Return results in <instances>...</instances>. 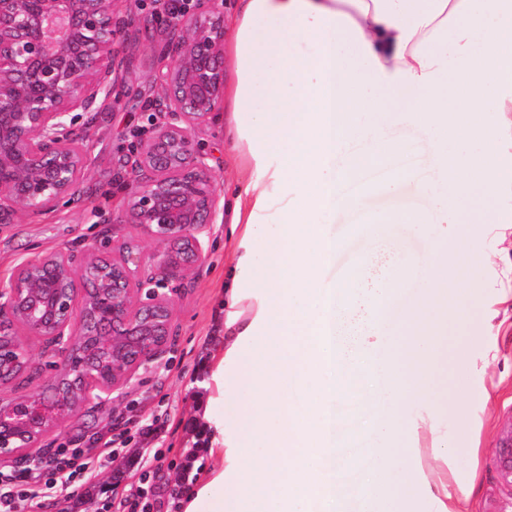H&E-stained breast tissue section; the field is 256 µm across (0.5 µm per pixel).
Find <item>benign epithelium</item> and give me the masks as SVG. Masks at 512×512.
<instances>
[{
    "label": "benign epithelium",
    "instance_id": "benign-epithelium-1",
    "mask_svg": "<svg viewBox=\"0 0 512 512\" xmlns=\"http://www.w3.org/2000/svg\"><path fill=\"white\" fill-rule=\"evenodd\" d=\"M0 0V224L83 200L90 128L79 118L118 104L116 62L140 28L165 34L164 71L149 127L126 155L122 205L106 224H132L157 246L112 241L81 255L54 249L0 284V385L38 368L29 341L57 348L53 389L0 395V466H40L38 442L81 403L127 385L171 336L174 284L205 262L201 234L219 194L198 131L224 105L225 0H179L157 14L147 0ZM512 512V416L492 455Z\"/></svg>",
    "mask_w": 512,
    "mask_h": 512
}]
</instances>
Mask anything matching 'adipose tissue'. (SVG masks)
<instances>
[{
  "label": "adipose tissue",
  "mask_w": 512,
  "mask_h": 512,
  "mask_svg": "<svg viewBox=\"0 0 512 512\" xmlns=\"http://www.w3.org/2000/svg\"><path fill=\"white\" fill-rule=\"evenodd\" d=\"M483 40H476V32ZM224 52L233 68L224 86L248 172L233 198L228 222L238 228L224 310L228 341L211 357L214 392L203 418L211 477L184 497L181 512H347L363 501L369 512H393L412 489L434 512H468L469 493L426 473L419 450L401 455L384 439L358 449L360 435L380 428L384 438L405 426L412 438L439 442L434 416L382 418L363 356L374 345L361 324L359 296L383 302L382 289L363 276L321 287L320 267L340 248L324 226L336 211L362 215L364 192L348 186L376 166L390 174L375 192L415 184L430 192L435 178L449 189L438 210L400 207L373 213V236L396 224H444L472 187L486 196L508 183L500 160L512 139V0H239L228 23ZM371 117L359 125L360 113ZM486 112L495 121L483 120ZM408 122L431 131L442 162L434 176L406 166L409 144L389 127ZM480 136L475 156L451 153ZM279 224L282 234L259 244L256 229ZM265 247L268 263L257 268ZM434 286L406 320L407 369L390 374L394 406L442 367L443 332L424 331L448 302L443 259L427 270ZM265 439L254 460L250 436ZM369 454L372 475L350 480L354 459ZM223 487V496L212 493Z\"/></svg>",
  "instance_id": "obj_1"
}]
</instances>
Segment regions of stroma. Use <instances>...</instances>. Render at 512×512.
<instances>
[{"mask_svg": "<svg viewBox=\"0 0 512 512\" xmlns=\"http://www.w3.org/2000/svg\"><path fill=\"white\" fill-rule=\"evenodd\" d=\"M157 33L140 35L127 48L117 76L126 96L119 106L91 114V137L85 144L87 170L85 200L63 205L38 220H18L0 226V283L15 268L46 251L60 248L82 253L87 245L111 249L114 239H141L129 224L103 223L102 214L118 208L112 190L127 169L122 148L132 127L146 123L145 104L153 96L154 78L161 64L153 51ZM212 153L210 164L221 198H230L243 178L232 137L223 115H215L203 132ZM350 217L336 212L326 231L342 243L337 261L360 263L378 254L380 262L391 255L410 256L428 264L435 250L448 251V285L465 291V310L448 305L440 316L446 327L445 365L418 393L419 401L448 397L444 414L448 446L460 479L469 480L472 512H497L504 496L492 466L493 448L504 420L512 415V301L500 303L512 286V237H501L499 227L512 225V191L490 198L473 188L447 236L434 239L410 226L397 228L392 238L368 241L349 230ZM206 259L174 298L172 334L162 352L140 369L124 388L106 399L84 403L59 427L46 433L41 448L53 452L72 441L88 443L108 433L118 417L150 415L169 410L161 437L134 436L130 446L144 456L162 453V476L176 483L187 453H194L201 471L198 484L210 478L214 461L206 450L208 439L201 414L208 395L207 359L223 341L224 281L234 261L235 238L223 219L208 225L203 236ZM478 409L481 430H474L456 413L459 401Z\"/></svg>", "mask_w": 512, "mask_h": 512, "instance_id": "stroma-1", "label": "stroma"}]
</instances>
